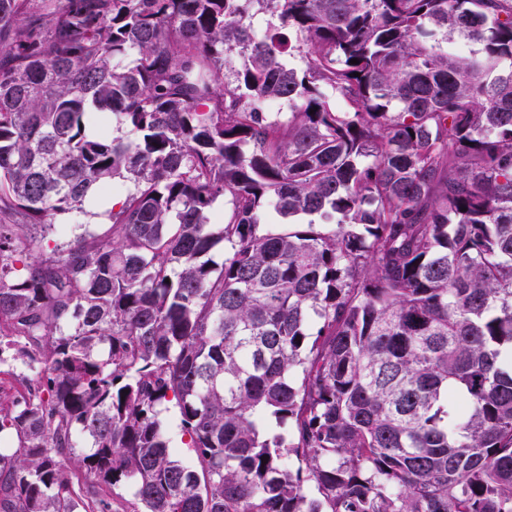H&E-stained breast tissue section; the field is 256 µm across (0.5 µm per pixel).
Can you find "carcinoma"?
Masks as SVG:
<instances>
[{"instance_id":"obj_1","label":"carcinoma","mask_w":512,"mask_h":512,"mask_svg":"<svg viewBox=\"0 0 512 512\" xmlns=\"http://www.w3.org/2000/svg\"><path fill=\"white\" fill-rule=\"evenodd\" d=\"M0 216V512H512V0H0ZM161 417L169 436L175 446L178 447L176 449L186 461H189L191 456L188 450L189 438L187 436H183L179 431V410L175 401H171L166 404V409L163 411Z\"/></svg>"}]
</instances>
